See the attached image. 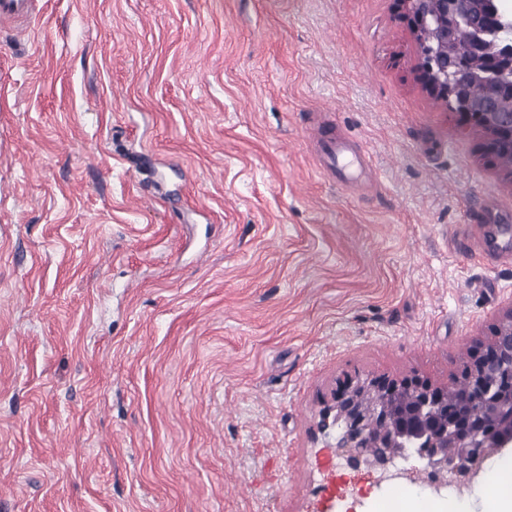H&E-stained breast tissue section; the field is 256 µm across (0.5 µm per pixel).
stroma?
I'll list each match as a JSON object with an SVG mask.
<instances>
[{
    "mask_svg": "<svg viewBox=\"0 0 512 512\" xmlns=\"http://www.w3.org/2000/svg\"><path fill=\"white\" fill-rule=\"evenodd\" d=\"M44 2L0 27V512H381L323 402L512 307V180L397 0Z\"/></svg>",
    "mask_w": 512,
    "mask_h": 512,
    "instance_id": "stroma-1",
    "label": "stroma"
}]
</instances>
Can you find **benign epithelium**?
<instances>
[{"label":"benign epithelium","mask_w":512,"mask_h":512,"mask_svg":"<svg viewBox=\"0 0 512 512\" xmlns=\"http://www.w3.org/2000/svg\"><path fill=\"white\" fill-rule=\"evenodd\" d=\"M422 55L419 79L461 126L484 133L483 151L492 160L512 155V112H498V99L485 112H468L460 99L472 75L464 57L482 56L502 73L512 71V18L486 0H401ZM471 30L464 51H448L453 33ZM447 388L412 377L369 379L333 394L319 412L318 433L339 429L336 452L350 467H366L383 479L387 465L408 448L418 449L437 485L452 479L465 485L491 455L512 445V308L466 368L454 403Z\"/></svg>","instance_id":"1"}]
</instances>
